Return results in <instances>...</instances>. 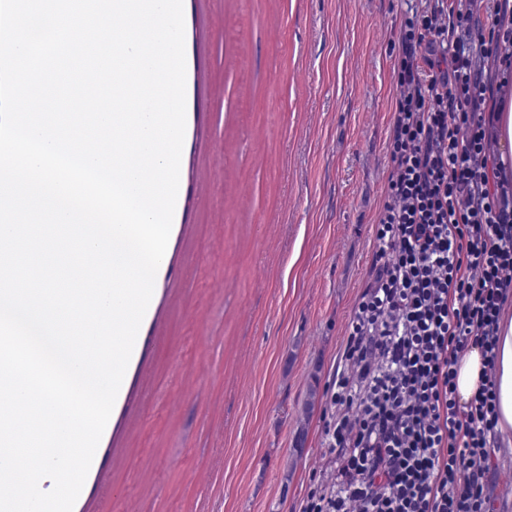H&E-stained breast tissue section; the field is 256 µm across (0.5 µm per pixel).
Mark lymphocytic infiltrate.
<instances>
[{"instance_id":"lymphocytic-infiltrate-1","label":"lymphocytic infiltrate","mask_w":512,"mask_h":512,"mask_svg":"<svg viewBox=\"0 0 512 512\" xmlns=\"http://www.w3.org/2000/svg\"><path fill=\"white\" fill-rule=\"evenodd\" d=\"M393 101L376 248L327 389L333 467L298 512H497L494 369L512 303V0H419L391 43ZM479 348L480 388L454 366ZM455 369L456 394L460 405L467 404L478 393L483 359L478 348L462 353Z\"/></svg>"}]
</instances>
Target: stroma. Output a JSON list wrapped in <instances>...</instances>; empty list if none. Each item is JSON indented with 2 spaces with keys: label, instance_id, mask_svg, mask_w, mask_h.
<instances>
[{
  "label": "stroma",
  "instance_id": "stroma-1",
  "mask_svg": "<svg viewBox=\"0 0 512 512\" xmlns=\"http://www.w3.org/2000/svg\"><path fill=\"white\" fill-rule=\"evenodd\" d=\"M407 4L183 0L182 207L82 512H298L329 474Z\"/></svg>",
  "mask_w": 512,
  "mask_h": 512
}]
</instances>
